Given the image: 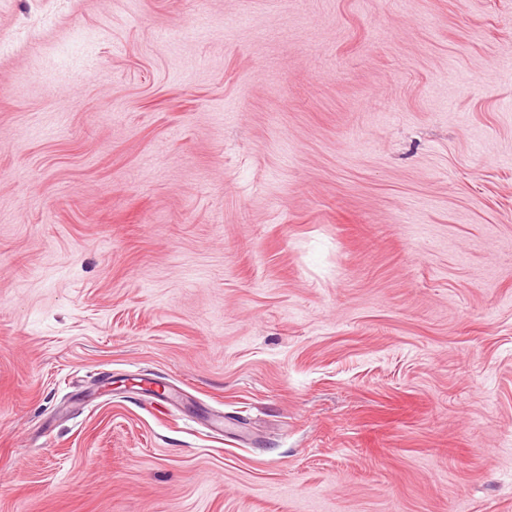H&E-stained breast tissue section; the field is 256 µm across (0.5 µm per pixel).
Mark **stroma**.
Here are the masks:
<instances>
[{"instance_id": "35a3bbf8", "label": "stroma", "mask_w": 512, "mask_h": 512, "mask_svg": "<svg viewBox=\"0 0 512 512\" xmlns=\"http://www.w3.org/2000/svg\"><path fill=\"white\" fill-rule=\"evenodd\" d=\"M0 512H512V0H0Z\"/></svg>"}]
</instances>
